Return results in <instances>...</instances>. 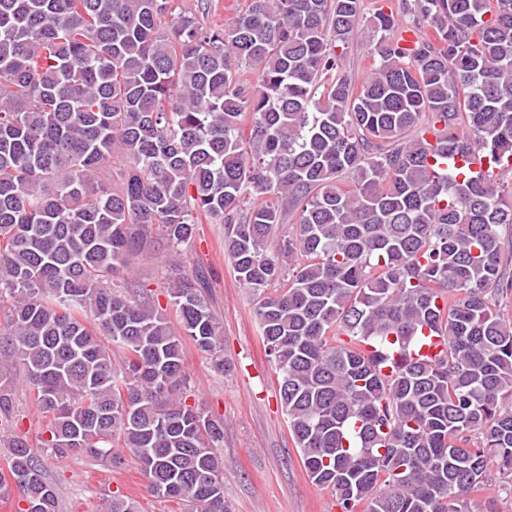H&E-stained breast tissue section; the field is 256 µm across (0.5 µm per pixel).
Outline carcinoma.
I'll return each instance as SVG.
<instances>
[{
	"label": "carcinoma",
	"mask_w": 512,
	"mask_h": 512,
	"mask_svg": "<svg viewBox=\"0 0 512 512\" xmlns=\"http://www.w3.org/2000/svg\"><path fill=\"white\" fill-rule=\"evenodd\" d=\"M359 2L250 0L222 27L177 0H0V371L49 417L43 447L125 448L152 495L228 512L224 421L181 391L187 339L224 371L181 260L206 220L227 225L311 483L341 512H496L474 493L491 461L512 476L493 304L512 187L456 159L512 167V0H382L358 85ZM157 245L177 328L118 283ZM427 331L443 354L405 357ZM11 448L0 492L57 512L37 453ZM373 45L370 36L364 35L354 40L344 51L346 66L352 73L356 84L361 83L374 66Z\"/></svg>",
	"instance_id": "cac0c4a2"
}]
</instances>
